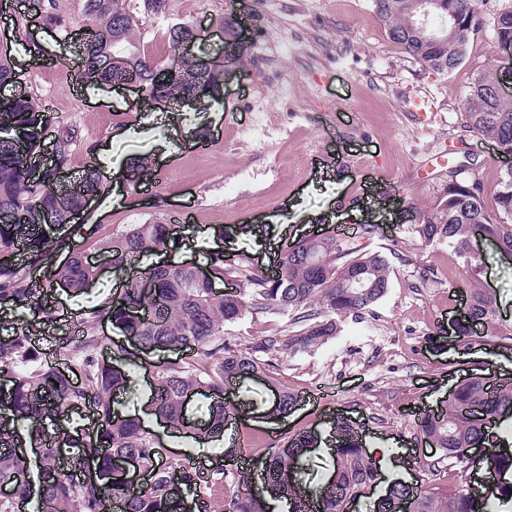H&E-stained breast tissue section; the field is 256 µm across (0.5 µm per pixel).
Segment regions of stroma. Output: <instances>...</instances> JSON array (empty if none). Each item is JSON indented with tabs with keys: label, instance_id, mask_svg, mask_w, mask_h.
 Masks as SVG:
<instances>
[{
	"label": "stroma",
	"instance_id": "stroma-1",
	"mask_svg": "<svg viewBox=\"0 0 512 512\" xmlns=\"http://www.w3.org/2000/svg\"><path fill=\"white\" fill-rule=\"evenodd\" d=\"M53 2L70 23L71 39L33 19L12 36L0 35V51L26 91L57 115L44 134L47 152L62 128L72 133L66 184L105 154L118 171L151 156L157 174L124 190L119 204L111 178H104L81 223L107 235L177 218L174 248L147 255L149 264L202 265L221 248L246 252L271 275L287 244L330 230L348 247L390 260L389 289L372 311L341 322L336 336L312 352L272 356L281 383L303 395L298 409L281 422L242 420L241 429L275 448L289 434L328 432L329 418L342 415L360 428L374 457L433 459L420 441L419 417L442 408L466 373L512 374V354L454 347V321L469 293L462 260L447 244L424 243L409 225L395 223L392 201L428 209L444 192L448 163L469 154L467 175L493 204L507 162L492 141L470 131L462 108L479 73L508 64L491 29L471 40L461 65L440 74L389 40L372 0H168L164 16L142 19L145 54L169 65L165 31L183 22L197 32L183 58L207 57L225 71L205 97L155 122L129 87L79 82L78 40L88 18L82 0ZM228 16L248 46L242 63L229 68ZM32 42L39 56H30ZM421 112L426 122H419ZM163 141L174 143L172 156L158 155ZM184 214L191 223H181ZM366 221L379 227L369 240L358 236ZM483 251L479 280L512 327V260L488 245ZM121 279L106 267L83 293L57 290L56 328L42 335L44 348L108 303ZM291 323V314L276 310L249 313L225 324L224 337L244 349L287 334Z\"/></svg>",
	"mask_w": 512,
	"mask_h": 512
}]
</instances>
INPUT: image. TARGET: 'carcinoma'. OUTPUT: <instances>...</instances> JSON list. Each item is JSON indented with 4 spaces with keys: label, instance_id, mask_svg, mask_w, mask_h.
<instances>
[{
    "label": "carcinoma",
    "instance_id": "1",
    "mask_svg": "<svg viewBox=\"0 0 512 512\" xmlns=\"http://www.w3.org/2000/svg\"><path fill=\"white\" fill-rule=\"evenodd\" d=\"M84 12L92 19L85 28L80 54V78L90 83L112 84L136 75L147 90L171 105L200 96L202 85L213 82L220 70L199 58L172 74L156 67L140 50L141 32L136 10L148 16L165 12L168 0H140L130 10L126 0H83ZM375 13L388 38L406 54L426 67L448 73L464 60L467 45L482 30L466 31L462 48L448 50L446 43H422L410 35L413 18L396 7L399 0H372ZM39 18L63 35L69 23L53 11L52 0H37ZM464 25L480 14L477 0H442L435 11L441 19L448 13ZM494 23L500 31L493 36L512 40V10L499 13ZM228 57L238 61L244 47L237 32L224 25ZM196 38L187 23L167 29L171 51L184 41ZM117 58L122 66L114 65ZM495 72L480 73L464 97L467 126L473 132L494 140L512 154V100L490 94ZM21 76L10 59L0 55V86L21 87ZM56 116L26 92L0 100V304L8 303L22 312L32 325L54 320L52 296L64 285L73 293L82 292L95 277L86 258L84 245L71 240L68 259L59 265L48 262L55 236L73 230L82 239L93 238L95 229L70 224L82 213L90 199L103 190L102 175L90 166L83 170L78 185L61 188L50 169L32 172V159L40 152L41 132L55 123ZM465 165L448 172L447 195L425 211L409 207L410 226L425 243L443 242L463 260L467 282L479 281L481 259L471 252L479 230L501 250L512 254V170L500 177L489 211L477 180L464 176ZM155 177L151 161L140 157L127 165L126 182L135 187ZM174 244L172 225L131 224L125 230L99 238L94 246L105 254L112 267L128 271L150 252L168 250ZM24 251L26 261L15 262V253ZM281 275L272 280L249 266L242 253L215 251L206 264L208 275L194 264L158 266L142 274H132L125 288L107 304L81 320V328L55 348V356L67 369L43 361L44 352L33 334L20 331L13 338L0 340V377L8 379L0 388V486L11 490L0 495V512H15L19 501L35 503L36 512H105L107 502L119 499L123 512H186V495L209 501L210 512H267L266 497L284 499L299 509L304 501L296 486L304 481V459L314 438L310 432L295 434L283 445L259 457L268 478L255 493L244 475L224 470V460L210 470L181 458H171L166 470L149 483L131 490L113 476L119 460L137 457L151 470L160 448L153 432L137 418L121 415L112 406V394L127 388L133 369L141 367L128 351L118 347L124 362L109 361L98 354L106 343L98 325L110 323L126 338L143 349L167 348L190 351L192 356L155 366L154 414L171 430L190 434L204 442L224 433V422L234 404L224 398V385L265 377L271 391L279 392L278 406L270 410L276 417L300 401V396L277 384L273 373L260 362L259 353L286 351L306 353L336 335L338 322L359 318L370 312L387 293L389 259L381 253H359L336 239L335 233L322 237L304 236L286 247L279 261ZM237 279L238 288L224 293L217 286L226 276ZM277 309L293 314V330L286 336L263 337L243 350L224 340V324L242 318L249 310ZM469 319L456 325L455 334L464 351L477 347H498L512 352V330L497 318V301L486 288L469 291ZM82 373L75 384L68 370ZM210 394L207 418L201 424L190 421L184 396ZM91 403L96 426L71 437L55 431L48 440L44 421L66 418L81 405ZM512 413V377L475 373L457 381V390L437 415L420 421V438L441 453L439 459L425 461L418 469L434 470L448 458L463 461L464 448L486 449L485 465L502 474L512 471V431L489 439V428ZM336 446L332 452L334 481L315 486L311 493L320 498V512H344L345 502L374 482L378 468L359 443V434L349 421L337 418L334 424ZM73 442L79 448L80 469L60 461L62 446ZM406 498L409 512H500L512 502V485L481 486L478 493L468 486L440 490L425 488L419 482L393 481L374 512H392L393 502Z\"/></svg>",
    "mask_w": 512,
    "mask_h": 512
}]
</instances>
